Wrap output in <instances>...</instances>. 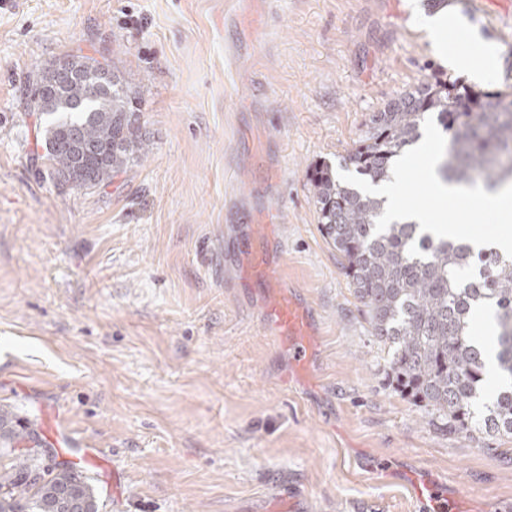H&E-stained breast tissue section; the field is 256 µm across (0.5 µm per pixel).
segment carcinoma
<instances>
[{
	"label": "carcinoma",
	"mask_w": 512,
	"mask_h": 512,
	"mask_svg": "<svg viewBox=\"0 0 512 512\" xmlns=\"http://www.w3.org/2000/svg\"><path fill=\"white\" fill-rule=\"evenodd\" d=\"M73 69L48 68L30 89L39 101L48 176H65L78 190L112 180L149 144L141 132L138 97L114 68L81 55ZM434 119L447 145L437 166L441 181L477 182L494 192L512 183V84L476 91L432 74L373 115L347 161L373 182L390 179L397 157ZM320 232L335 250L372 335L388 347L394 391L423 407L450 434L512 439V256L473 255L420 231L417 224H382L384 200L336 179L332 166L308 174ZM493 311L494 366L502 387L482 402L487 352L474 333V313ZM36 428L0 406V512H98L89 478L70 466L44 470L40 486L18 474L43 465Z\"/></svg>",
	"instance_id": "obj_1"
}]
</instances>
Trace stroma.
<instances>
[{"mask_svg":"<svg viewBox=\"0 0 512 512\" xmlns=\"http://www.w3.org/2000/svg\"><path fill=\"white\" fill-rule=\"evenodd\" d=\"M449 53L482 36L480 89L504 81L512 0H457ZM420 0H0V404L78 448L99 512H419L402 471L464 493L451 512H512V441L432 426L395 393L307 180L343 159L373 112L449 67ZM69 54L139 92L147 157L91 191L38 178L24 88ZM426 122L420 147L439 143ZM435 200L417 160L392 177ZM267 227L276 278L316 316L297 366L266 323L241 247Z\"/></svg>","mask_w":512,"mask_h":512,"instance_id":"35a3bbf8","label":"stroma"}]
</instances>
